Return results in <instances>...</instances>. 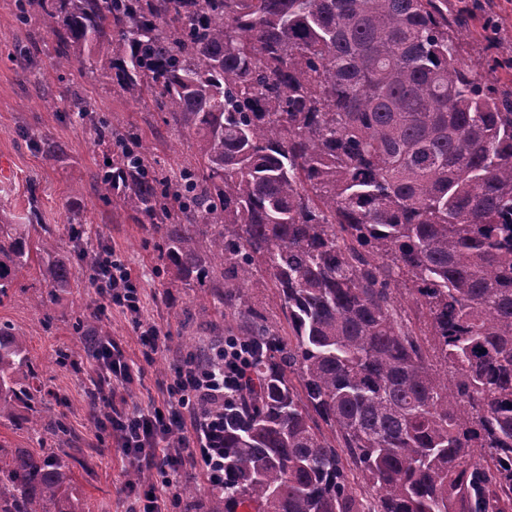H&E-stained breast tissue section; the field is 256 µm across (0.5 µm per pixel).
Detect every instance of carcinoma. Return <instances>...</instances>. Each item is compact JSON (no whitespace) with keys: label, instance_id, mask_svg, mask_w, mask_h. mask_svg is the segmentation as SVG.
Listing matches in <instances>:
<instances>
[{"label":"carcinoma","instance_id":"carcinoma-1","mask_svg":"<svg viewBox=\"0 0 512 512\" xmlns=\"http://www.w3.org/2000/svg\"><path fill=\"white\" fill-rule=\"evenodd\" d=\"M38 12L56 68L153 95L196 140L178 175L95 118L119 197L160 240L162 272L215 285L188 318L242 309L252 382L224 411V485L204 512H512V91L456 63L474 9L448 0H12ZM48 159L64 145L36 141ZM62 237L0 224V301L38 259L35 303L69 292L104 248L71 208ZM263 272L288 335L244 288ZM98 308L73 328L95 355ZM27 337L0 323V512H88L75 437ZM331 435H326L321 424ZM370 496H358L350 476Z\"/></svg>","mask_w":512,"mask_h":512}]
</instances>
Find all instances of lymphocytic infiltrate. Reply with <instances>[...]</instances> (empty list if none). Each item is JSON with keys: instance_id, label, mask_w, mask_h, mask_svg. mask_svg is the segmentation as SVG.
<instances>
[{"instance_id": "lymphocytic-infiltrate-1", "label": "lymphocytic infiltrate", "mask_w": 512, "mask_h": 512, "mask_svg": "<svg viewBox=\"0 0 512 512\" xmlns=\"http://www.w3.org/2000/svg\"><path fill=\"white\" fill-rule=\"evenodd\" d=\"M98 263L109 268L97 281L105 306L141 317L143 293L127 264L110 250L100 255ZM252 353L251 345L228 339L212 362H202L194 353L185 355L160 404L144 409L107 401L105 419L119 448L132 462L146 464L158 474L155 480L128 488L131 496L146 495L142 512H169L173 482L186 461L199 464L208 481L223 480L224 401L246 384ZM95 370L116 387L131 385L137 374L122 348L111 339L97 355ZM207 406L213 409L211 415L186 423L183 410Z\"/></svg>"}]
</instances>
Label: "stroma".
<instances>
[{
  "mask_svg": "<svg viewBox=\"0 0 512 512\" xmlns=\"http://www.w3.org/2000/svg\"><path fill=\"white\" fill-rule=\"evenodd\" d=\"M502 40L490 44L481 27L460 37L458 59L474 69L478 78L497 87H512V0H495ZM36 44L32 70H21L11 59L12 51ZM54 38L34 15L19 24L0 0V215L10 222L28 223L31 211H38L41 223L54 230L67 223L70 204H79L87 222L100 241L127 260L141 282L147 298L142 320L157 325L167 340L163 348L145 359L138 345V323L129 313L112 309L104 325L110 336L124 348L127 358L140 368L141 375L122 395L128 402L148 407L160 400L162 389L171 381L176 367L186 355V343L200 348L239 329L233 310H225L219 325L185 324L182 310L196 303L204 292L188 288L172 277L160 276L155 239L146 225L135 221L118 198L101 199L91 177L108 157L105 148L95 145L90 125L62 119L67 109L62 94L72 90L90 97L97 116L113 117L135 127L151 150L159 167L175 171L191 160L194 140L178 136L166 126L152 106L140 103L131 94L113 88L108 77L90 73L80 66L58 72L54 66ZM47 134L62 143L64 154L46 159L30 147L31 138ZM42 286L37 267H30L12 297L0 303V321L14 324L26 333L33 358L40 364L57 396L60 412L79 439L80 453L73 467L74 486L91 512H128L130 501L124 492L131 465L109 431L90 418L84 401L88 391L86 372L61 368L51 359L57 346L79 348L72 328L74 313L83 310L95 293L85 277H78L71 292L56 300L57 321L44 330L43 315L34 298Z\"/></svg>",
  "mask_w": 512,
  "mask_h": 512,
  "instance_id": "obj_1",
  "label": "stroma"
}]
</instances>
